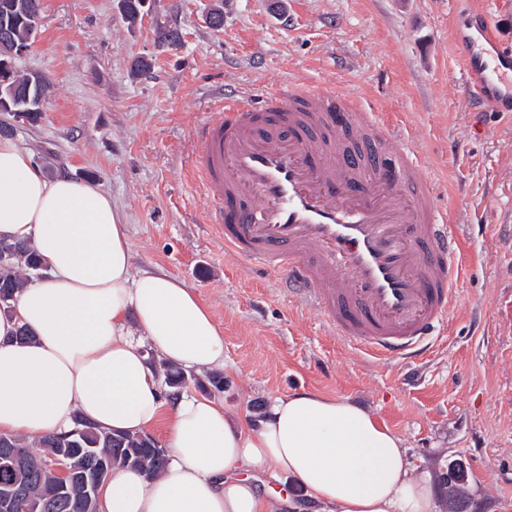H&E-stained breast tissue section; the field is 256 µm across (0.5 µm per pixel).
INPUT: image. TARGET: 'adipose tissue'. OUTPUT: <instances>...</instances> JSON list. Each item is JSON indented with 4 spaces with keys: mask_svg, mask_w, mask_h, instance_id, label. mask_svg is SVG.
<instances>
[{
    "mask_svg": "<svg viewBox=\"0 0 512 512\" xmlns=\"http://www.w3.org/2000/svg\"><path fill=\"white\" fill-rule=\"evenodd\" d=\"M0 238L29 242L48 279L0 316V434L37 442L75 416L139 434L166 425L169 462L154 478L116 468L100 512H275L256 474L298 486L322 512H431L401 437L347 398L300 391L259 415L209 397L163 394L149 357L202 370L224 363V333L199 293L164 272L134 274L110 196L44 177L0 139ZM32 343L10 342L19 326Z\"/></svg>",
    "mask_w": 512,
    "mask_h": 512,
    "instance_id": "obj_1",
    "label": "adipose tissue"
}]
</instances>
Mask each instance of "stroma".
Masks as SVG:
<instances>
[{"mask_svg": "<svg viewBox=\"0 0 512 512\" xmlns=\"http://www.w3.org/2000/svg\"><path fill=\"white\" fill-rule=\"evenodd\" d=\"M216 7L218 29L208 22ZM472 7L512 46V0H151L133 24L118 0H44L36 44L17 62L49 93L40 122L16 123L14 140L46 177L108 193L135 272L183 280L223 330V390L191 370L188 391L238 416L303 390L350 398L403 439L429 476L432 512H448L452 462L466 471L467 512H512V112L465 91L450 29ZM166 27L177 44L159 41ZM140 57L149 77L131 70ZM297 81L359 97L409 139L476 259L445 333L419 360L378 364L348 348L279 279L225 260L206 222L191 159L217 91Z\"/></svg>", "mask_w": 512, "mask_h": 512, "instance_id": "1", "label": "stroma"}]
</instances>
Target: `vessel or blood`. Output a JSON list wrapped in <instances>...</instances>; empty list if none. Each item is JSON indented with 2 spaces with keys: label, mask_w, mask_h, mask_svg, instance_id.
<instances>
[{
  "label": "vessel or blood",
  "mask_w": 512,
  "mask_h": 512,
  "mask_svg": "<svg viewBox=\"0 0 512 512\" xmlns=\"http://www.w3.org/2000/svg\"><path fill=\"white\" fill-rule=\"evenodd\" d=\"M490 66L454 31L468 95L503 111L512 50L489 20ZM193 168L226 254L276 275L344 344L380 361L424 356L459 302L465 265L412 145L324 85L224 94L197 131Z\"/></svg>",
  "instance_id": "vessel-or-blood-1"
}]
</instances>
